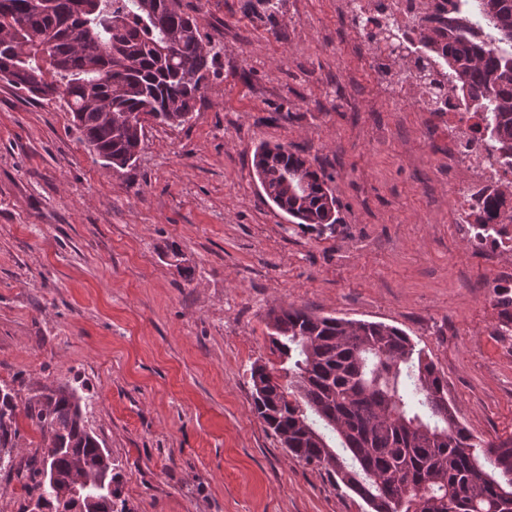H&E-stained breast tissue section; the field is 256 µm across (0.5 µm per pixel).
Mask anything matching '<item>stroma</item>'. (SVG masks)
<instances>
[{"mask_svg":"<svg viewBox=\"0 0 512 512\" xmlns=\"http://www.w3.org/2000/svg\"><path fill=\"white\" fill-rule=\"evenodd\" d=\"M182 3L220 55L132 168L105 167L64 101L0 81V384L21 409L78 388L131 512H367L252 410L273 306L405 331L474 435L512 437V335L450 221L447 117L402 101L342 0ZM263 142L330 176L334 234L263 200Z\"/></svg>","mask_w":512,"mask_h":512,"instance_id":"1","label":"stroma"}]
</instances>
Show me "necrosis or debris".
<instances>
[{"instance_id": "4bbe7bcc", "label": "necrosis or debris", "mask_w": 512, "mask_h": 512, "mask_svg": "<svg viewBox=\"0 0 512 512\" xmlns=\"http://www.w3.org/2000/svg\"><path fill=\"white\" fill-rule=\"evenodd\" d=\"M448 116V164L463 171L456 185L454 221L468 237L491 244L486 262L494 274H501L502 252L512 251V166L493 150L477 113L466 111L455 96L445 97L437 106Z\"/></svg>"}]
</instances>
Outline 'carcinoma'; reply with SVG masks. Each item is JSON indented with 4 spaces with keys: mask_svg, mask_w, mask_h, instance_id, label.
I'll return each instance as SVG.
<instances>
[{
    "mask_svg": "<svg viewBox=\"0 0 512 512\" xmlns=\"http://www.w3.org/2000/svg\"><path fill=\"white\" fill-rule=\"evenodd\" d=\"M493 46L474 40L451 16L421 11L422 46L441 55L443 80L416 64L431 99L445 88L482 114L485 131L512 160V0H477ZM29 45L0 46V79L43 101L62 99L74 128L106 165H133L146 125L180 126L201 98L217 52L200 38L182 0H0V29ZM51 34L58 68L43 66L34 43ZM144 116L140 130L103 112ZM254 168L263 198L299 224L335 231L329 177L283 145L260 144ZM281 367H251L252 409L296 459L324 469L371 512H512V438L475 437L448 403V380L401 329L380 322L318 316L303 308L266 313ZM84 398L69 386L31 398L25 416L42 436L40 460L24 485L28 504L61 512L60 480L84 464L85 512H128L119 466L86 425ZM13 390L0 385V472L18 448Z\"/></svg>",
    "mask_w": 512,
    "mask_h": 512,
    "instance_id": "obj_1",
    "label": "carcinoma"
}]
</instances>
